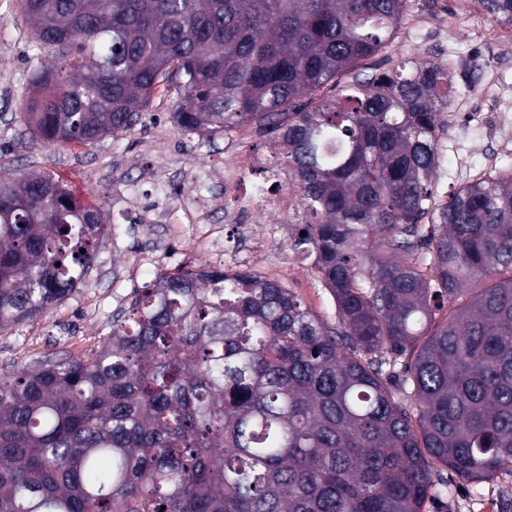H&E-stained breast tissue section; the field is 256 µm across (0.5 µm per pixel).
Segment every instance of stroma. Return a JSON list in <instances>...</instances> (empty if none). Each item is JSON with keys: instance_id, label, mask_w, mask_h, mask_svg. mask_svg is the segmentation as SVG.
Instances as JSON below:
<instances>
[{"instance_id": "35a3bbf8", "label": "stroma", "mask_w": 512, "mask_h": 512, "mask_svg": "<svg viewBox=\"0 0 512 512\" xmlns=\"http://www.w3.org/2000/svg\"><path fill=\"white\" fill-rule=\"evenodd\" d=\"M50 49L33 44L19 0H0V165L17 173L61 178L75 200L99 208L109 231L98 244L88 275L64 302L46 315L0 332V373L58 351L82 356L103 340L113 316L126 311L136 290L160 274L212 262L213 251L244 257L252 245L242 225L224 221V194L216 192L212 223L222 237L210 250L187 251L184 238L199 232L186 209L194 192L191 170L245 163L253 154L272 155L275 133L258 126L216 135L190 133L172 119L176 93L157 87L133 129L88 145L50 146L19 119L32 74L53 64ZM422 59L453 75L451 110L455 120L441 134L439 167L432 182L444 200L482 173L512 167V34L484 15L477 0H409L406 16L389 49L366 61L384 72L399 62ZM166 167L168 196L161 221L135 224L123 204L129 184L152 197L157 186L148 175ZM276 228L268 238L267 276L285 282L312 314L333 321L334 306L316 270L292 247V225L301 213L284 216L273 205L255 214ZM424 512H512V476L478 485L453 484L447 495L426 502Z\"/></svg>"}]
</instances>
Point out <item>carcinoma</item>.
Instances as JSON below:
<instances>
[{
    "instance_id": "carcinoma-1",
    "label": "carcinoma",
    "mask_w": 512,
    "mask_h": 512,
    "mask_svg": "<svg viewBox=\"0 0 512 512\" xmlns=\"http://www.w3.org/2000/svg\"><path fill=\"white\" fill-rule=\"evenodd\" d=\"M407 3L20 0L57 58L22 109L44 141L124 132L163 84L190 133H278L336 323L254 273L156 277L96 349L0 376V512H423L512 474V169L431 203L448 69L358 72ZM106 233L1 165L0 331L67 299Z\"/></svg>"
}]
</instances>
